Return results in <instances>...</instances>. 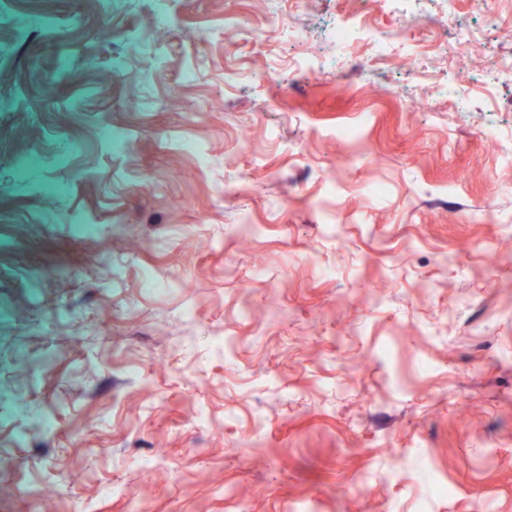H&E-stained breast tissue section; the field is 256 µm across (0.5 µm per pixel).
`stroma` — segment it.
Wrapping results in <instances>:
<instances>
[{
	"label": "stroma",
	"mask_w": 512,
	"mask_h": 512,
	"mask_svg": "<svg viewBox=\"0 0 512 512\" xmlns=\"http://www.w3.org/2000/svg\"><path fill=\"white\" fill-rule=\"evenodd\" d=\"M511 51L512 0H0V512H512ZM402 32V29H397L392 35L381 37L375 30L364 26L360 21L351 19L336 29V43L348 47L360 40L368 41L371 44L379 41L398 42L396 37Z\"/></svg>",
	"instance_id": "obj_1"
}]
</instances>
